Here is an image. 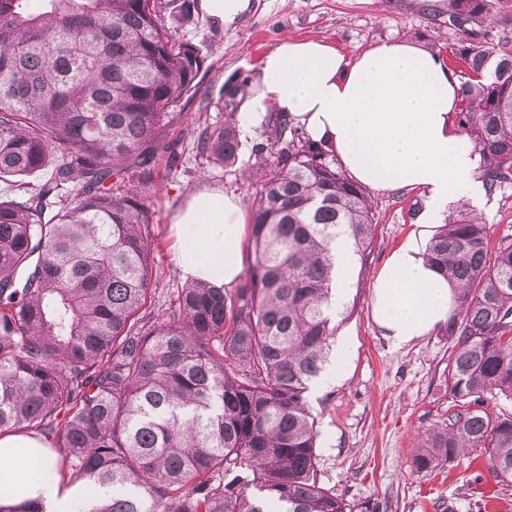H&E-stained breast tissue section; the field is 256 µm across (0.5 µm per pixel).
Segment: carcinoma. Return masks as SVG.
Returning a JSON list of instances; mask_svg holds the SVG:
<instances>
[{"label":"carcinoma","mask_w":512,"mask_h":512,"mask_svg":"<svg viewBox=\"0 0 512 512\" xmlns=\"http://www.w3.org/2000/svg\"><path fill=\"white\" fill-rule=\"evenodd\" d=\"M495 0H448L461 33L456 121L488 195L512 188V47L484 28ZM198 0H0V182L43 170L29 202L0 198V431L63 449L98 499L89 512H353L320 477L307 394L329 364L334 243L363 262L377 211L365 186L288 115L252 145L259 191L250 262L236 288L188 282L162 319L143 311L155 235L146 188L174 109L204 59L185 32ZM247 80L222 89L224 123L203 128L201 164L242 162ZM138 184L112 189L113 179ZM425 258L456 287L453 405L428 432L420 471L470 448L512 486V234L460 205ZM112 489L103 495L101 490Z\"/></svg>","instance_id":"obj_1"}]
</instances>
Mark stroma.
<instances>
[{
    "instance_id": "35a3bbf8",
    "label": "stroma",
    "mask_w": 512,
    "mask_h": 512,
    "mask_svg": "<svg viewBox=\"0 0 512 512\" xmlns=\"http://www.w3.org/2000/svg\"><path fill=\"white\" fill-rule=\"evenodd\" d=\"M187 39L205 62L195 98L183 102L166 139L181 159L170 167L159 154L149 190L153 230L159 243L152 255L158 279L152 289L154 314L166 313L185 281L168 233L171 214L201 187H217L250 209L258 186L240 173L202 167L196 131L223 122L219 92L225 81L255 78L262 57L286 39L321 38L345 56L374 44L413 38L432 50L456 42L448 26V0H248L235 26L199 15ZM376 243L336 318L337 334L352 349L341 380L310 395L317 418L321 478L327 487L369 512H512V487L497 483L482 459L467 454L462 466L434 472L415 468L422 436L447 410L444 382L452 342L434 331L395 349L380 335L370 311L372 282L388 255L415 238L426 244L435 225H421L425 203L417 189L378 193Z\"/></svg>"
}]
</instances>
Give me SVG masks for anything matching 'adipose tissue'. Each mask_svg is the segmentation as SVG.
<instances>
[{
	"mask_svg": "<svg viewBox=\"0 0 512 512\" xmlns=\"http://www.w3.org/2000/svg\"><path fill=\"white\" fill-rule=\"evenodd\" d=\"M461 80L437 52L413 39L382 42L346 57L322 39L281 41L266 53L239 120L251 131L268 112L288 114L335 156L355 181L377 192L421 190L422 224H436L450 202L482 205L479 157L457 125ZM241 202L221 189L193 193L173 217L183 278L231 287L243 269ZM457 308L454 289L414 241L394 249L372 283L371 310L381 335L400 348L444 324ZM42 437L0 434V490L45 512L90 507L82 484L60 486Z\"/></svg>",
	"mask_w": 512,
	"mask_h": 512,
	"instance_id": "adipose-tissue-1",
	"label": "adipose tissue"
}]
</instances>
